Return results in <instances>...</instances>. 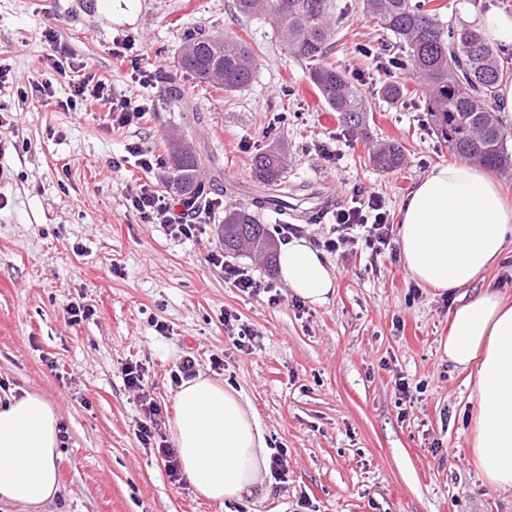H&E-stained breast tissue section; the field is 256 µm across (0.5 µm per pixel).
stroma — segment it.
Returning <instances> with one entry per match:
<instances>
[{
  "label": "stroma",
  "instance_id": "35a3bbf8",
  "mask_svg": "<svg viewBox=\"0 0 512 512\" xmlns=\"http://www.w3.org/2000/svg\"><path fill=\"white\" fill-rule=\"evenodd\" d=\"M331 2L349 17L348 42L393 43L361 0ZM92 3L0 0V64L13 78L51 79L56 96L48 105L12 84L0 90V389L41 394L65 434L57 496L34 511L1 503L0 512H512V491L489 486L475 465V395L441 346L452 298L414 287L398 250L373 263L340 246L325 256L337 277L331 302L304 304L285 287L272 304L225 282L212 261L224 252V213L248 204L246 193H214L190 239L138 223L128 206L141 184L164 190L167 171L144 172L126 160L127 145L163 157L178 133L204 153V177L219 171L243 188L253 156L276 143L288 153L289 182L325 191L336 207L348 187L372 188L398 214L416 182L454 160L424 120L413 75L397 104L363 88L369 125L353 131L270 24L235 15L233 0H134L131 22ZM200 30L259 54L252 84L232 94L180 75L204 117L197 124L169 103L160 78L175 72L187 32ZM117 38L134 41L150 83L132 82L113 58ZM60 47L114 93L147 103L146 115L118 127L100 101L59 109L70 79L52 72L49 57ZM376 141L402 146L403 165L377 170ZM72 301L92 315L71 322ZM243 329L248 351L238 347ZM188 355L197 373L241 394L268 452L283 450L287 482L269 475L253 494L213 502L171 481L143 448L136 425L146 412L122 369L146 368L166 431L178 392L171 372ZM401 377L416 387L412 398L396 389Z\"/></svg>",
  "mask_w": 512,
  "mask_h": 512
}]
</instances>
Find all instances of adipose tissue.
<instances>
[{
    "instance_id": "1",
    "label": "adipose tissue",
    "mask_w": 512,
    "mask_h": 512,
    "mask_svg": "<svg viewBox=\"0 0 512 512\" xmlns=\"http://www.w3.org/2000/svg\"><path fill=\"white\" fill-rule=\"evenodd\" d=\"M489 43L512 53V13L490 7L472 17ZM397 245L411 279L457 296L444 352L474 383L478 409L471 450L490 486L512 490V298L484 286L489 269L512 253V207L496 178L467 161L435 166L399 212ZM291 293L322 306L336 276L306 238L278 254ZM173 438L182 470L203 497H241L264 484V433L240 395L205 376L184 381ZM58 416L40 394L0 405V501L37 507L59 490Z\"/></svg>"
}]
</instances>
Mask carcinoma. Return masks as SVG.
<instances>
[{"mask_svg": "<svg viewBox=\"0 0 512 512\" xmlns=\"http://www.w3.org/2000/svg\"><path fill=\"white\" fill-rule=\"evenodd\" d=\"M367 13L380 28L396 39L395 60L408 63L422 91L421 108L429 129L448 146L451 155L485 166L493 171L512 173L509 135L497 115L498 87L507 74L497 54L474 25L444 27L426 0H363ZM240 16L270 20L288 55L305 64L308 78L324 101L341 113L354 130L369 122V110L361 92L346 72L328 61L340 46L337 39L341 20L332 15L328 0H234ZM179 68L198 84L239 91L254 79L257 54L246 42L229 35L191 32L181 49ZM174 105L189 110L187 96L177 78L168 77ZM379 96L397 103L404 88L397 81L384 83ZM183 141L168 143L171 171L167 187L180 200L199 206L219 179H200L201 159L193 148H182ZM372 162L383 172L393 171L404 161L395 144H380ZM287 155L275 145L255 155L251 177L259 190L251 206L237 207L224 215V251L237 254L242 241L260 249L269 266L276 261L277 242L259 212L286 214L298 212L306 217L311 208L308 198L296 195L286 180Z\"/></svg>", "mask_w": 512, "mask_h": 512, "instance_id": "carcinoma-1", "label": "carcinoma"}]
</instances>
